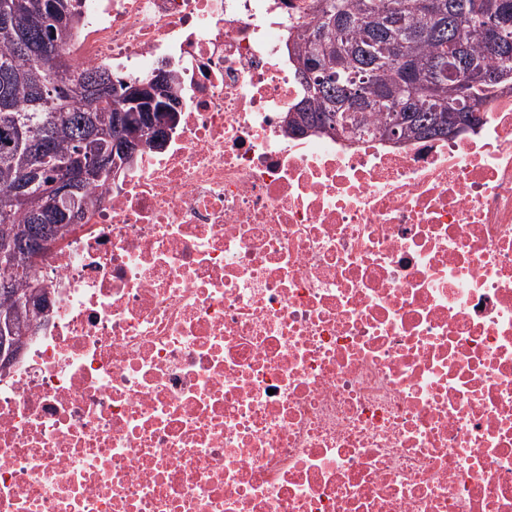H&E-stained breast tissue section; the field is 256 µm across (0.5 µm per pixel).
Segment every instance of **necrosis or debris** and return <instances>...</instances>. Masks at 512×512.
Segmentation results:
<instances>
[{"label": "necrosis or debris", "instance_id": "1", "mask_svg": "<svg viewBox=\"0 0 512 512\" xmlns=\"http://www.w3.org/2000/svg\"><path fill=\"white\" fill-rule=\"evenodd\" d=\"M316 0H79L183 102L37 271L0 512H512V90L478 131L293 132ZM29 288L31 289L23 291L22 295L18 297L16 307L9 317L10 319L28 318L31 320L30 329L34 331L40 327L43 322L39 318L34 319V317L39 316L41 318V316H43L44 310L48 305L49 296L40 291V288H44V285L38 277L30 282Z\"/></svg>", "mask_w": 512, "mask_h": 512}]
</instances>
